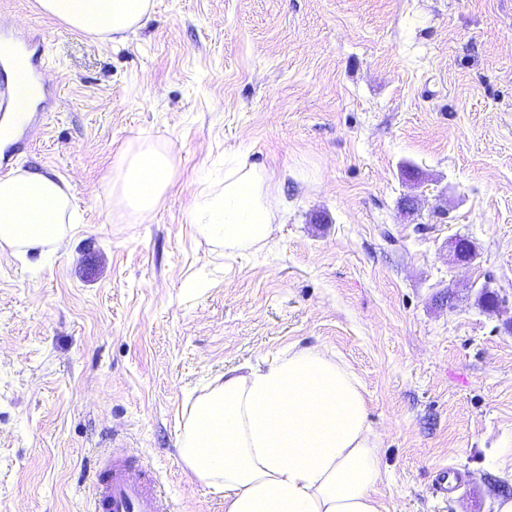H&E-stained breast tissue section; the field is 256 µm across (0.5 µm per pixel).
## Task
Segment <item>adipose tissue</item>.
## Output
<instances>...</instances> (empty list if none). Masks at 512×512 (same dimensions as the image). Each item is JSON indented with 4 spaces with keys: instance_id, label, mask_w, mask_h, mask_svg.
I'll return each mask as SVG.
<instances>
[{
    "instance_id": "adipose-tissue-1",
    "label": "adipose tissue",
    "mask_w": 512,
    "mask_h": 512,
    "mask_svg": "<svg viewBox=\"0 0 512 512\" xmlns=\"http://www.w3.org/2000/svg\"><path fill=\"white\" fill-rule=\"evenodd\" d=\"M73 29L115 43L144 27L153 0H37ZM169 149L131 142L112 163V210L152 223L172 184ZM75 208L54 174L23 170L0 178V249L24 257L65 248ZM278 191L247 163L226 170L221 190L189 213L226 252L242 253L275 231ZM177 453L224 512H381L380 442L364 389L334 353L291 347L257 365L230 369L184 411Z\"/></svg>"
}]
</instances>
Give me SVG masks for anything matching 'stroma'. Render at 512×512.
<instances>
[{
  "mask_svg": "<svg viewBox=\"0 0 512 512\" xmlns=\"http://www.w3.org/2000/svg\"><path fill=\"white\" fill-rule=\"evenodd\" d=\"M1 28L41 36L52 98L12 169L61 177L78 226L0 249V512H89L113 448L172 512H224L177 455L182 409L294 345L363 385L385 512L512 499V0H154L122 44L0 0ZM136 140L175 163L150 224L106 187ZM232 148L282 201L241 255L187 221ZM448 466L473 499L437 496Z\"/></svg>",
  "mask_w": 512,
  "mask_h": 512,
  "instance_id": "1",
  "label": "stroma"
}]
</instances>
